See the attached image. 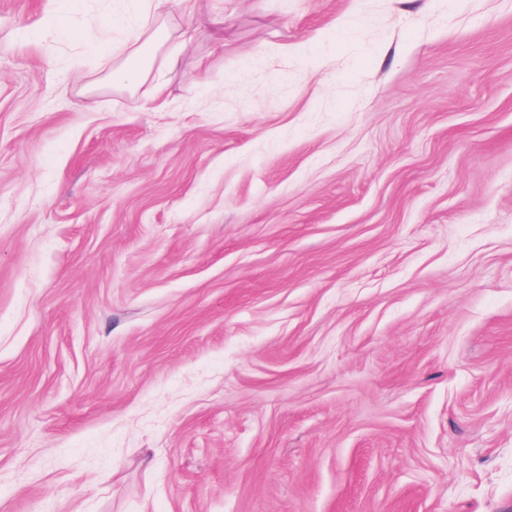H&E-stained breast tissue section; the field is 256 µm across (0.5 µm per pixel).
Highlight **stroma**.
<instances>
[{
  "label": "stroma",
  "mask_w": 512,
  "mask_h": 512,
  "mask_svg": "<svg viewBox=\"0 0 512 512\" xmlns=\"http://www.w3.org/2000/svg\"><path fill=\"white\" fill-rule=\"evenodd\" d=\"M47 8L0 0V512H512V0H169L131 89Z\"/></svg>",
  "instance_id": "35a3bbf8"
}]
</instances>
